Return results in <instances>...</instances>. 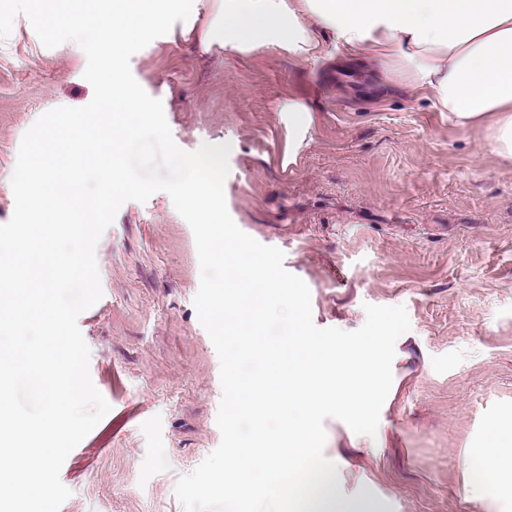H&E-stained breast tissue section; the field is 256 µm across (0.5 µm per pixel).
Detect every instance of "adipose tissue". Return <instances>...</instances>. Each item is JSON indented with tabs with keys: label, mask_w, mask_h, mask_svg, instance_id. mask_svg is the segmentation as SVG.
Listing matches in <instances>:
<instances>
[{
	"label": "adipose tissue",
	"mask_w": 512,
	"mask_h": 512,
	"mask_svg": "<svg viewBox=\"0 0 512 512\" xmlns=\"http://www.w3.org/2000/svg\"><path fill=\"white\" fill-rule=\"evenodd\" d=\"M126 21L112 29L109 0L93 20L67 19L74 54L87 49L94 27L111 29L113 46L161 25L169 0H124ZM200 54L273 50L315 61L324 41L343 57L379 65L383 79L409 94L428 93L455 125H484L494 154L512 161V0H210L208 14L186 31ZM478 491L504 488L495 444L474 449Z\"/></svg>",
	"instance_id": "obj_1"
}]
</instances>
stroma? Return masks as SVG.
Listing matches in <instances>:
<instances>
[{
	"mask_svg": "<svg viewBox=\"0 0 512 512\" xmlns=\"http://www.w3.org/2000/svg\"><path fill=\"white\" fill-rule=\"evenodd\" d=\"M92 0H0V224L24 133L93 97L66 14ZM182 23L130 60L162 101L175 144H227V209L311 293L317 327L359 329L365 304L405 306L375 440L325 421L324 455L374 512H512L477 493L469 451L512 449V163L483 127L372 85L362 65L266 50L196 54ZM316 124L288 153L287 95ZM103 295L78 317L109 412L66 458L60 512H183L174 494L221 441L220 362L198 320L193 232L170 196L127 201L96 247Z\"/></svg>",
	"mask_w": 512,
	"mask_h": 512,
	"instance_id": "obj_1",
	"label": "stroma"
}]
</instances>
